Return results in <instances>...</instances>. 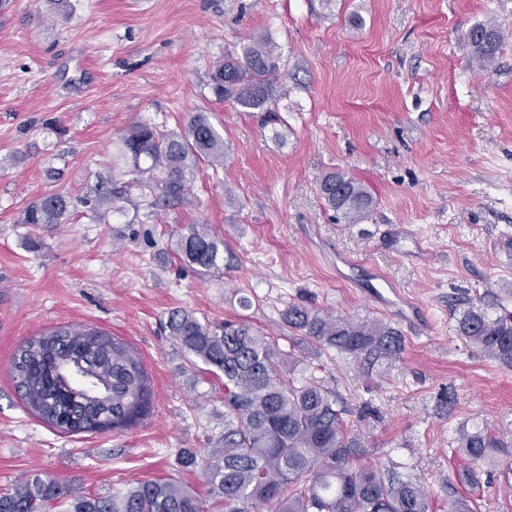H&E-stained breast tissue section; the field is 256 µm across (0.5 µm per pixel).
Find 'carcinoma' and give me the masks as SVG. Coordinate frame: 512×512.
Returning a JSON list of instances; mask_svg holds the SVG:
<instances>
[{"label": "carcinoma", "mask_w": 512, "mask_h": 512, "mask_svg": "<svg viewBox=\"0 0 512 512\" xmlns=\"http://www.w3.org/2000/svg\"><path fill=\"white\" fill-rule=\"evenodd\" d=\"M469 39L479 66L488 68L504 40L492 25L477 24ZM276 46L266 39L227 53L210 74L216 99L248 111H271ZM119 157L141 177L156 182L168 201H180L200 162L224 164V135L210 117L197 112L183 133H164L139 123L122 136ZM319 191L325 205L345 222L368 215L373 199L343 171L324 174ZM129 185L109 179L95 190L123 212ZM67 196L50 192L30 203L23 224H60ZM224 241L206 224H187L176 254L204 275L218 268ZM283 322L313 343L332 347L369 364L400 358L404 339L394 328L371 319L354 320L304 304H290ZM169 335L188 353L189 363L224 375V447L213 449L204 475L212 503L169 480L139 481L108 496H86L35 473L0 494V512H44L61 500L64 512H429L424 487L411 479L387 477L353 461L364 442L344 420L346 407L316 377L297 383L289 376L295 357L246 321L216 328L186 310L172 312ZM457 332L484 355L512 369V313L495 319L471 305ZM27 407L47 425L66 433L104 431L98 418L112 413V430L122 431L150 411L152 391L142 362L121 340L96 329L59 328L27 340L13 361ZM464 457L491 462L505 443L485 429L461 431Z\"/></svg>", "instance_id": "carcinoma-1"}]
</instances>
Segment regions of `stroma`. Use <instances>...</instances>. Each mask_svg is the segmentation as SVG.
Here are the masks:
<instances>
[{"label":"stroma","instance_id":"35a3bbf8","mask_svg":"<svg viewBox=\"0 0 512 512\" xmlns=\"http://www.w3.org/2000/svg\"><path fill=\"white\" fill-rule=\"evenodd\" d=\"M479 23L504 33L488 70L468 42ZM258 38L279 55L270 123L208 86L225 51ZM197 112L224 129L223 166L200 165L183 202L142 184L123 214L93 217L85 198L122 176L120 137L137 123L179 133ZM334 170L371 194L368 218L326 207L318 182ZM51 191L71 200L62 223H22ZM187 224L223 239L218 269L177 259ZM402 225L433 261L392 250ZM340 253L373 259L425 323L406 327L350 288ZM297 302L390 324L401 359L368 369L312 344L282 321ZM471 304L512 311V0H0V492L41 473L92 496L157 479L205 493L224 378L191 368L166 330L186 309L278 337L294 378L333 388L366 460L420 482L431 512L470 480L479 512H512V451L470 464L457 443L482 426L512 442V369L456 332ZM61 326L105 331L142 360L153 398L140 423L65 434L27 410L13 357Z\"/></svg>","mask_w":512,"mask_h":512}]
</instances>
